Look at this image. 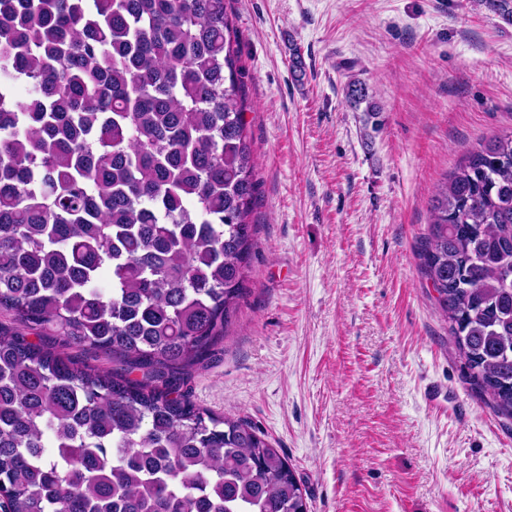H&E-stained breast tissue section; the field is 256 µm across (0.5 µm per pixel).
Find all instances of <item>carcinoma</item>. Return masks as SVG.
<instances>
[{"instance_id":"obj_1","label":"carcinoma","mask_w":512,"mask_h":512,"mask_svg":"<svg viewBox=\"0 0 512 512\" xmlns=\"http://www.w3.org/2000/svg\"><path fill=\"white\" fill-rule=\"evenodd\" d=\"M229 2L0 0L9 512H308L264 434L183 390L223 343L255 249ZM479 2L512 24V0ZM418 256L471 384L512 418V131L438 186Z\"/></svg>"}]
</instances>
